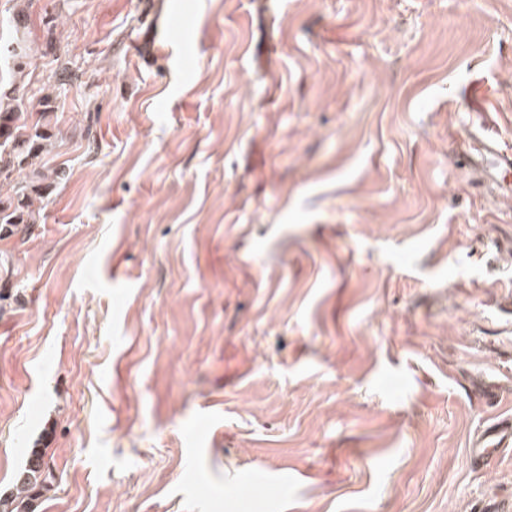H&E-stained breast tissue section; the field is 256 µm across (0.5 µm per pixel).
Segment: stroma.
<instances>
[{"mask_svg": "<svg viewBox=\"0 0 512 512\" xmlns=\"http://www.w3.org/2000/svg\"><path fill=\"white\" fill-rule=\"evenodd\" d=\"M190 28L135 61L142 18ZM56 170L0 237V495L37 512H494L512 447V196L456 155L512 0H0ZM16 39L10 44L4 46L0 51V61L1 58H6L9 62H11L10 71L15 78H23L26 75V70L29 65V47L27 45V41L25 38V32L22 29H25V23L23 25L16 24ZM512 439V418L502 417L501 414H494L490 417L483 433V448H472L470 458L476 463L488 461L500 447L509 445ZM46 455L45 449H28L27 465L17 476L15 491L0 497V512H37V500L55 479Z\"/></svg>", "mask_w": 512, "mask_h": 512, "instance_id": "obj_1", "label": "stroma"}]
</instances>
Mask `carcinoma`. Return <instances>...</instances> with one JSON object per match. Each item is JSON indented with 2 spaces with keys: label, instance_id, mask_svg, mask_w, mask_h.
I'll return each instance as SVG.
<instances>
[{
  "label": "carcinoma",
  "instance_id": "carcinoma-1",
  "mask_svg": "<svg viewBox=\"0 0 512 512\" xmlns=\"http://www.w3.org/2000/svg\"><path fill=\"white\" fill-rule=\"evenodd\" d=\"M16 39L0 49V59L11 62L10 71L15 78H23L29 65V47L24 26L16 25ZM15 97L0 92V185L13 184L14 194L0 196V229L12 234H25L31 224L32 198L41 197L42 183L49 175L33 169L28 179L12 183V175L32 165L43 142L51 138L54 116L53 96L43 97L39 112H23L12 104ZM46 449H28L27 465L16 479L15 491L0 497V512H36L37 500L51 489L54 474L45 460Z\"/></svg>",
  "mask_w": 512,
  "mask_h": 512
}]
</instances>
